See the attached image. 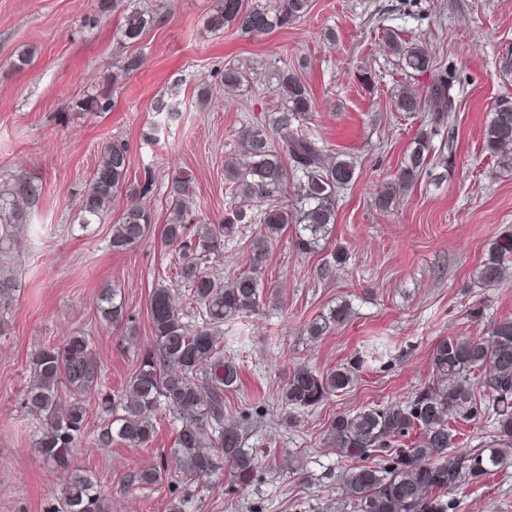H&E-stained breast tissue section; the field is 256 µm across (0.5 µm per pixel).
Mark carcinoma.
<instances>
[{
  "label": "carcinoma",
  "mask_w": 512,
  "mask_h": 512,
  "mask_svg": "<svg viewBox=\"0 0 512 512\" xmlns=\"http://www.w3.org/2000/svg\"><path fill=\"white\" fill-rule=\"evenodd\" d=\"M307 7L308 0H280L275 8L259 0L249 8L243 0H221L209 24L215 30L232 24L244 34L261 36L301 18ZM153 18L148 10L132 12L122 31L124 39L138 41ZM383 40L398 57L401 70L431 73L427 94L421 97L403 90L393 100L394 110L428 112L434 122L447 118L454 110L453 80L437 71L434 57L419 42L406 41L392 29L383 32ZM221 80L226 87L239 88L246 72L229 67L221 72ZM277 90L281 104L268 123L258 122L238 132L246 148L244 158L224 164L234 208L222 223H186L182 197L189 179L177 177L171 182L168 195L174 211L164 225L163 241L178 253L173 279L187 292L196 311H185L171 286L159 284L153 289L149 313L154 343L141 354L137 370L114 397L101 394V366L84 335L45 344L32 358L23 405L41 423L36 445L45 461L56 470L71 472L60 492L61 512L109 510L94 478L72 470L89 425L90 399L98 394L104 413L97 434L102 446L115 442L148 446L163 411L177 423L169 459L134 475L139 483L153 485L174 463L183 492L172 501L171 512H199L192 506L193 485L220 472L240 486L253 482L260 457L245 447L242 426L224 420V391L237 387L239 381L238 365L224 356V322L259 311L270 245L287 225L298 227L295 244L302 251L315 250L330 235L337 191L356 174L353 157L339 154L325 162L324 146L304 131L313 105L301 78L282 71ZM483 141L502 166L512 165V155L503 152L512 144V99L495 105L483 129ZM128 153L120 139L102 147L80 199L85 223L108 212L128 182ZM436 164L431 136L423 129L392 181L377 191L375 208L390 210L397 197ZM290 181L294 203L271 205L255 219L252 203L281 192ZM41 193L42 186L27 176L11 178L0 190V312L9 309L20 288L17 272L6 261L10 245L28 211L38 207ZM255 222L261 228L250 245L248 269L224 281V272L209 265L210 256L224 250V238L236 232V225ZM151 224L150 212L141 205L127 208L112 225V251L138 245ZM509 276L512 234H504L488 244L475 278L492 287ZM121 295L115 285L100 295L99 312L113 324L125 317L123 303L118 301ZM350 317L351 307L342 301L312 321L308 335L317 339ZM356 369L353 362L322 373L304 364L290 368L280 396L285 423L293 424L295 414L347 389ZM432 370L433 381L406 400L341 413L330 422V443L340 456L357 462L336 475V485L353 512H451L448 494L512 464V319L499 320L482 336L439 339L432 348ZM486 412L495 417V439L485 448L449 451L456 437L455 416L463 413L475 419Z\"/></svg>",
  "instance_id": "cac0c4a2"
}]
</instances>
